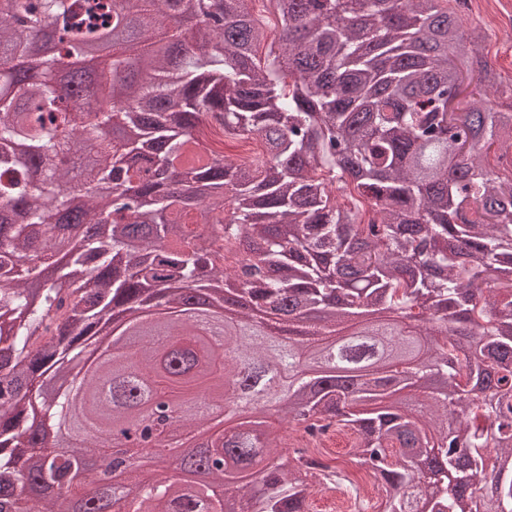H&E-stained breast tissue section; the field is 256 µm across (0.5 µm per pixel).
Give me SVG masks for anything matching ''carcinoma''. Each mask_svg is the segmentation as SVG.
Wrapping results in <instances>:
<instances>
[{"label": "carcinoma", "mask_w": 512, "mask_h": 512, "mask_svg": "<svg viewBox=\"0 0 512 512\" xmlns=\"http://www.w3.org/2000/svg\"><path fill=\"white\" fill-rule=\"evenodd\" d=\"M134 36L116 40L112 70L133 50L145 73L123 86L130 134L112 113L79 112L48 88L53 59L35 31L78 55L114 27L113 0H14L0 11V512H77L98 448L50 452L28 406L75 430L133 415L137 373L156 399L187 406L189 431L213 428L233 400L243 421L188 448L211 482L143 491L137 478L96 491L85 512H307L312 489L358 488L345 471L294 449L288 468L253 470L280 448L268 407L304 433L350 431L354 466L380 483L377 512H512V101L464 30L468 0H268V42L255 0H212L224 25L194 19L186 0H126ZM172 50L159 55L155 45ZM267 52L256 61L261 46ZM105 69L78 86L95 96ZM475 84L463 103L465 80ZM261 139L252 163L202 152L199 133ZM211 231L188 228L186 202ZM249 295L213 299L224 339L244 364L246 395L211 387L208 343L189 324L134 336L140 354L103 363L78 392L29 389L64 376L116 309L154 299L186 308L214 283ZM409 308L432 336L422 348L378 322L347 341L382 354L354 389L319 388L295 372L360 308ZM304 318L306 339L265 335L260 311Z\"/></svg>", "instance_id": "cac0c4a2"}]
</instances>
